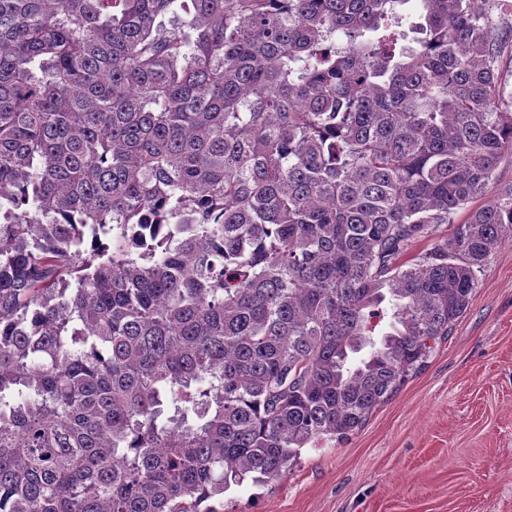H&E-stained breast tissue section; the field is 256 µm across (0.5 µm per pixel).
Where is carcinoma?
Wrapping results in <instances>:
<instances>
[{"label": "carcinoma", "instance_id": "obj_1", "mask_svg": "<svg viewBox=\"0 0 512 512\" xmlns=\"http://www.w3.org/2000/svg\"><path fill=\"white\" fill-rule=\"evenodd\" d=\"M418 2L0 0V512H224L450 336L512 27Z\"/></svg>", "mask_w": 512, "mask_h": 512}]
</instances>
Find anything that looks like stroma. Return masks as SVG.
<instances>
[{
  "label": "stroma",
  "instance_id": "1",
  "mask_svg": "<svg viewBox=\"0 0 512 512\" xmlns=\"http://www.w3.org/2000/svg\"><path fill=\"white\" fill-rule=\"evenodd\" d=\"M224 512H512V238L392 400L279 479L231 487Z\"/></svg>",
  "mask_w": 512,
  "mask_h": 512
}]
</instances>
